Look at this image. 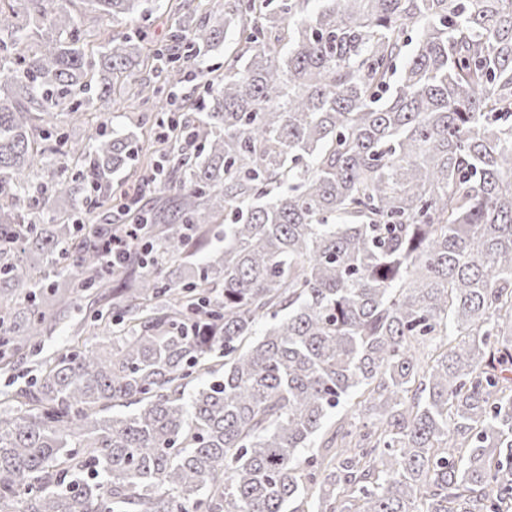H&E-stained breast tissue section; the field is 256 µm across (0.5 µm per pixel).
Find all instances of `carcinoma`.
I'll list each match as a JSON object with an SVG mask.
<instances>
[{
  "label": "carcinoma",
  "instance_id": "carcinoma-1",
  "mask_svg": "<svg viewBox=\"0 0 512 512\" xmlns=\"http://www.w3.org/2000/svg\"><path fill=\"white\" fill-rule=\"evenodd\" d=\"M67 1L145 2L0 0L5 366L119 275L54 197L109 204L134 135L40 131L108 100L145 36L94 47ZM308 2L184 0L147 54L156 105L240 45L162 139L178 223L136 219L142 273L112 295L133 323L0 394V512H512V0ZM238 49L237 36L233 29H228L224 42L208 55L191 59L184 65L183 82L179 86V99L172 107L180 119L183 117H192L194 114L188 110L191 103L199 99L202 94L201 73L209 70H215L211 75L224 73V55L234 53ZM197 75V78H194Z\"/></svg>",
  "mask_w": 512,
  "mask_h": 512
}]
</instances>
